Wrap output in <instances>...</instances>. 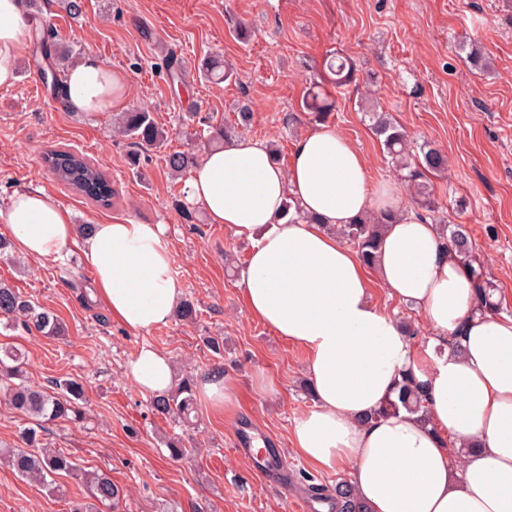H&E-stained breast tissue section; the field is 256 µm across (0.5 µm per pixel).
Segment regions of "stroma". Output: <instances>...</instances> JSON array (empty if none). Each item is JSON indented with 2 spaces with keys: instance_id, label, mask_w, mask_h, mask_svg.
<instances>
[{
  "instance_id": "1",
  "label": "stroma",
  "mask_w": 512,
  "mask_h": 512,
  "mask_svg": "<svg viewBox=\"0 0 512 512\" xmlns=\"http://www.w3.org/2000/svg\"><path fill=\"white\" fill-rule=\"evenodd\" d=\"M42 9L76 53L96 55L125 76L128 108H147L168 139L141 170L131 169L130 142L114 135L113 111H70L27 52L17 81L0 87V208L14 191L35 186L69 210L76 225H163L173 274L197 309L192 320L174 316L151 331L133 330L91 299V273L77 244L44 260L14 247L0 256V280L65 325L64 335L54 337L0 327V348L25 352L31 384L74 378L86 388L83 419L49 423L47 446L107 472L124 489L118 505L102 512H293L256 472L254 459L238 451L244 430L284 451L300 489L350 480L348 470H321L292 447L296 418L314 406L305 391L306 354L251 315L240 286L250 241L190 207L186 176L172 177L164 157L190 143L205 152L197 136L203 122H233L246 103L253 113L246 136L275 145L288 159L316 124L302 100L317 89L335 101L328 122L362 153L372 182L395 185L399 178L364 116L371 108L386 112L413 142L447 155V172L431 182L438 215L468 225L493 299L501 315L512 316V0H85L77 23L55 0H42ZM471 42L489 57L487 70L471 68ZM212 53L233 64L237 79L200 78L198 66ZM333 53L354 59V82L334 84L325 67ZM171 55L184 67L182 83L171 82L163 66ZM56 147L83 153L104 171L117 192L111 208L50 175L43 154ZM372 299L410 325L414 344L426 343L432 331L422 314L377 285ZM208 336L223 338V360L205 346ZM145 344L166 353L179 378L222 367L230 406L216 411L197 402L196 418L186 425L156 415L150 395L126 373ZM173 436L187 448L177 461L165 445ZM59 483V491L48 492L0 463V512H70L87 490L67 477Z\"/></svg>"
}]
</instances>
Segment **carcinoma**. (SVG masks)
<instances>
[{"label":"carcinoma","mask_w":512,"mask_h":512,"mask_svg":"<svg viewBox=\"0 0 512 512\" xmlns=\"http://www.w3.org/2000/svg\"><path fill=\"white\" fill-rule=\"evenodd\" d=\"M28 17L35 22L34 40L37 51L45 61L38 66L42 78L52 77L58 94H64L61 72L73 57L72 46L50 41L51 30H46L39 16V0H24ZM329 69L336 76V84L342 85L354 77L356 68L353 60L339 54L329 60ZM204 74L214 80L233 78L234 70L223 60L210 57L206 60ZM372 128L382 138L381 145L388 162L399 172L408 189L414 192V203L426 212H435L436 202L432 197L429 181L431 177L448 169V158L440 149L431 145L419 147L415 152L404 130L393 124L384 112L370 113ZM252 112L246 105L239 107L232 125L224 123L208 125L206 141L226 143L233 140L239 129L250 125ZM115 131L131 141L137 148L131 157L130 165L139 168L144 151L162 147L166 135L156 124L152 113L146 108L121 112L115 119ZM44 162L52 173L66 186L72 188L95 205L109 209L112 207V182L98 166L84 155L68 147L49 150ZM198 162L195 149L188 148L168 153L165 164L170 173L180 176L191 170ZM392 211L372 213L354 224H347L336 230L344 241L350 243L359 253L364 263L373 265L379 240L387 224L391 223ZM447 243L459 257L469 265L481 307L496 312L499 304L492 300L490 282L484 278L473 252V242L469 228L456 224L446 236ZM20 324L29 331L47 336H62L63 323L52 311L20 295L13 288L0 282V325L11 327ZM26 365L24 354L17 349L0 350V395L15 409L37 422V427L24 430L23 438L28 449L0 448V458L19 476L37 482L49 490L56 489L55 477H79L86 485L88 499L73 503L71 512H96L100 504H116L121 491L108 474L101 470L88 472L69 454L46 447L43 432L45 425L56 420H68L81 415V403L86 400L84 385L76 379H60L52 387H34L25 380ZM423 390L409 378L399 382L395 400L386 401L371 414L370 419H380L404 409L421 414L423 422H428V409L425 406ZM151 406L156 414L167 416H190L194 406L193 380L183 379L171 392L155 396ZM329 498L336 501L340 512H367L350 482H340L330 491Z\"/></svg>","instance_id":"carcinoma-1"}]
</instances>
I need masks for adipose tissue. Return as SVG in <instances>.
I'll return each instance as SVG.
<instances>
[{"label": "adipose tissue", "instance_id": "adipose-tissue-1", "mask_svg": "<svg viewBox=\"0 0 512 512\" xmlns=\"http://www.w3.org/2000/svg\"><path fill=\"white\" fill-rule=\"evenodd\" d=\"M32 40L22 0H0V86L17 79ZM65 86L76 112L123 110L126 80L94 55ZM302 212L285 213L287 199ZM209 223L250 240L241 275L251 314L307 353L316 401L295 421L293 445L310 464L349 469L368 512H512V318L479 309L470 268L437 225L402 211L393 187L374 185L368 164L335 126L295 144L288 165L249 137L204 153L186 188ZM380 210L396 213L374 266L335 235ZM0 223L25 256L42 259L79 242L93 296L128 328L167 323L182 295L159 224H98L75 239L70 216L44 189L16 191ZM379 280L433 334L417 347L406 326L372 301ZM127 374L145 394L174 384L169 357L141 346ZM422 387L432 425L406 411L373 419L396 386ZM465 449L453 455L445 439Z\"/></svg>", "mask_w": 512, "mask_h": 512}]
</instances>
